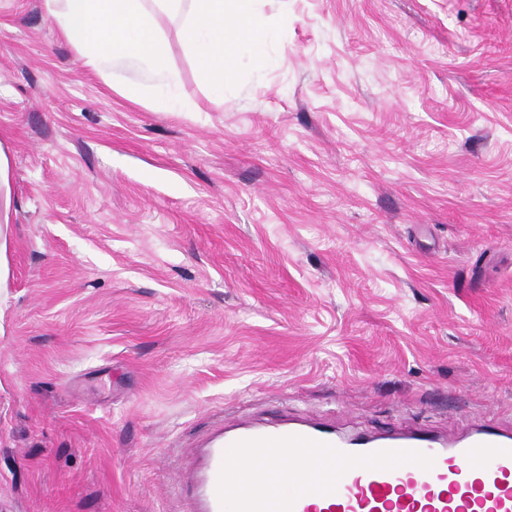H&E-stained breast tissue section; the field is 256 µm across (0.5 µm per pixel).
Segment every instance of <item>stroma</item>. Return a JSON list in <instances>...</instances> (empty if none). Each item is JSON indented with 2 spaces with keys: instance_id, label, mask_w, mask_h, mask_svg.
I'll use <instances>...</instances> for the list:
<instances>
[{
  "instance_id": "stroma-1",
  "label": "stroma",
  "mask_w": 512,
  "mask_h": 512,
  "mask_svg": "<svg viewBox=\"0 0 512 512\" xmlns=\"http://www.w3.org/2000/svg\"><path fill=\"white\" fill-rule=\"evenodd\" d=\"M258 8L217 96L0 0V512H173L227 418L512 423V0Z\"/></svg>"
}]
</instances>
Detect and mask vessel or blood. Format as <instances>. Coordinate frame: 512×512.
<instances>
[{"label":"vessel or blood","instance_id":"b4317fda","mask_svg":"<svg viewBox=\"0 0 512 512\" xmlns=\"http://www.w3.org/2000/svg\"><path fill=\"white\" fill-rule=\"evenodd\" d=\"M255 456L287 464L288 478L237 490L229 464ZM172 495L189 512H512V427L348 436L311 417L228 421Z\"/></svg>","mask_w":512,"mask_h":512}]
</instances>
